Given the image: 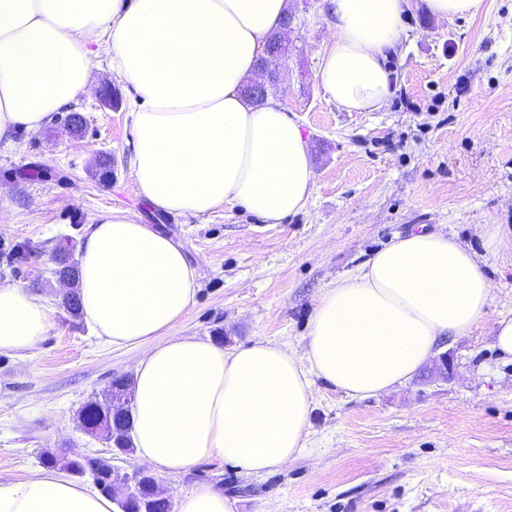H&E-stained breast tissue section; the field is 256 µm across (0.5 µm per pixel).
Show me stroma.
<instances>
[{
  "label": "stroma",
  "instance_id": "obj_1",
  "mask_svg": "<svg viewBox=\"0 0 512 512\" xmlns=\"http://www.w3.org/2000/svg\"><path fill=\"white\" fill-rule=\"evenodd\" d=\"M320 2L289 0L296 26L273 99L302 125L315 184L306 209L281 223L230 206L167 215L136 197L133 104L102 56L91 95L75 107L81 134L60 112L0 151V246L37 248L19 272L0 264V281L28 288L54 322L35 351L0 354V475L28 479L44 451L62 449L123 473L139 467L78 424L85 403L134 374L143 355L105 345L61 305L67 287L49 256L93 219L126 210L183 246L198 287L172 335L209 339L220 329L227 348L269 339L296 354L319 295L423 227L455 234L483 261L493 301L468 335L376 397L316 382L307 445L278 472L211 461L157 483L172 498L220 487L237 512H512V361L493 346L495 320L512 316V0H486L468 19H439L423 5L408 12L388 60L395 91L373 112L341 111L318 82L334 34ZM486 224L505 233L493 254Z\"/></svg>",
  "mask_w": 512,
  "mask_h": 512
}]
</instances>
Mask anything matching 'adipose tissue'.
Wrapping results in <instances>:
<instances>
[{
    "label": "adipose tissue",
    "mask_w": 512,
    "mask_h": 512,
    "mask_svg": "<svg viewBox=\"0 0 512 512\" xmlns=\"http://www.w3.org/2000/svg\"><path fill=\"white\" fill-rule=\"evenodd\" d=\"M334 36L317 77L346 112L386 104V60L410 0H321ZM288 0H0V148L88 96L98 54L137 95L132 191L162 212L233 205L277 223L305 209L314 172L300 123L243 93ZM195 268L155 226L121 211L90 224L79 253L86 321L115 348L142 349L131 435L139 462L173 477L221 460L252 475L306 446L314 383L351 398L404 384L440 341L480 323L492 288L455 236L409 232L317 299L302 354L264 339L227 349L172 335L196 295ZM53 326L26 288L0 283V353L35 350ZM0 512H117L112 499L51 468L0 476ZM175 512H236L211 485Z\"/></svg>",
    "instance_id": "obj_1"
}]
</instances>
